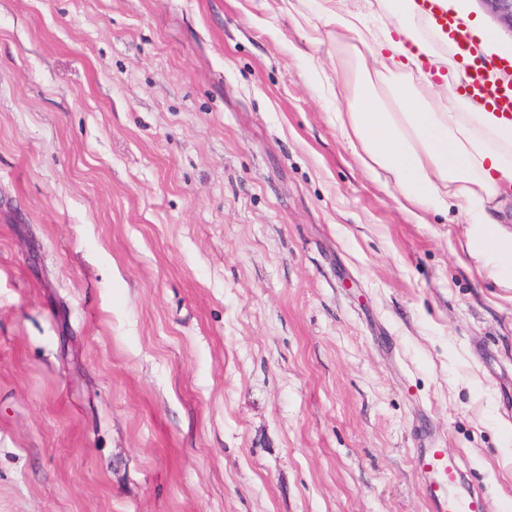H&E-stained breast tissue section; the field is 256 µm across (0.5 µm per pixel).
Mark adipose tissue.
<instances>
[{"instance_id":"1","label":"adipose tissue","mask_w":512,"mask_h":512,"mask_svg":"<svg viewBox=\"0 0 512 512\" xmlns=\"http://www.w3.org/2000/svg\"><path fill=\"white\" fill-rule=\"evenodd\" d=\"M445 6L483 56H512L472 17L469 0ZM385 15L371 28L365 12L342 6L332 19L335 94L346 102L336 115L340 134L405 204L464 213L470 254L512 288V232L498 220L512 192V119L464 90V70L433 48L412 0H389Z\"/></svg>"}]
</instances>
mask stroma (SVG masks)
Instances as JSON below:
<instances>
[{
    "instance_id": "35a3bbf8",
    "label": "stroma",
    "mask_w": 512,
    "mask_h": 512,
    "mask_svg": "<svg viewBox=\"0 0 512 512\" xmlns=\"http://www.w3.org/2000/svg\"><path fill=\"white\" fill-rule=\"evenodd\" d=\"M338 0H0V512H512V288L336 127ZM416 469L425 478L433 512H489L485 497L471 488L443 448H425Z\"/></svg>"
}]
</instances>
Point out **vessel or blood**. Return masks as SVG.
Wrapping results in <instances>:
<instances>
[{"label": "vessel or blood", "mask_w": 512, "mask_h": 512, "mask_svg": "<svg viewBox=\"0 0 512 512\" xmlns=\"http://www.w3.org/2000/svg\"><path fill=\"white\" fill-rule=\"evenodd\" d=\"M419 13L430 17L438 30L451 34L459 54L473 71L469 89L473 96L496 110L512 115V72L488 67L475 54L472 37L459 22L449 19L442 0H414ZM425 479V491L434 512H489L485 497L474 491L444 449L427 448L416 460Z\"/></svg>", "instance_id": "1"}]
</instances>
